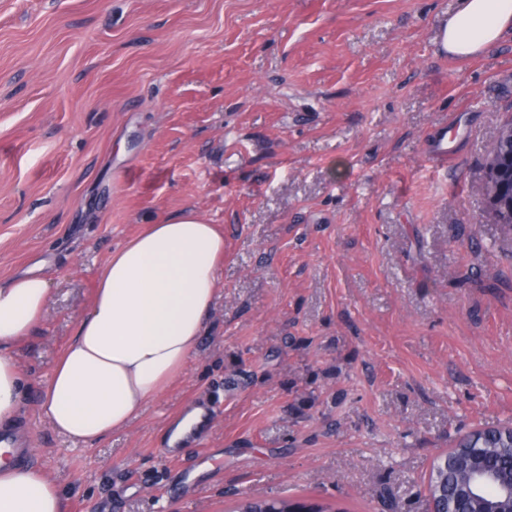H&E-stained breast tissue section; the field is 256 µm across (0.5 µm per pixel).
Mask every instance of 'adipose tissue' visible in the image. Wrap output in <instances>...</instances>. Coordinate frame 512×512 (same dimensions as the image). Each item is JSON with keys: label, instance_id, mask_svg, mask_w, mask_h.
Returning <instances> with one entry per match:
<instances>
[{"label": "adipose tissue", "instance_id": "adipose-tissue-1", "mask_svg": "<svg viewBox=\"0 0 512 512\" xmlns=\"http://www.w3.org/2000/svg\"><path fill=\"white\" fill-rule=\"evenodd\" d=\"M512 32V0H458L448 53L483 54ZM224 231L195 210L152 224L112 251L93 299L41 388L47 424L91 443L127 426L193 356L220 289ZM51 284L36 273L0 284V427L16 426L24 378L12 347L42 320ZM58 487L0 447V512H66Z\"/></svg>", "mask_w": 512, "mask_h": 512}]
</instances>
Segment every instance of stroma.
Here are the masks:
<instances>
[{
	"label": "stroma",
	"instance_id": "1",
	"mask_svg": "<svg viewBox=\"0 0 512 512\" xmlns=\"http://www.w3.org/2000/svg\"><path fill=\"white\" fill-rule=\"evenodd\" d=\"M456 0H0V283L51 281L14 353L27 467L68 512L245 498L428 512L435 458L512 423V238L484 164L512 34L435 47ZM449 122L457 153L423 139ZM192 207L222 288L182 375L75 443L40 387L112 250ZM209 405L169 449L177 418ZM423 153L426 160L437 166L445 167L448 164V159L454 155L453 151L448 149V122L438 127L434 134L426 137Z\"/></svg>",
	"mask_w": 512,
	"mask_h": 512
}]
</instances>
